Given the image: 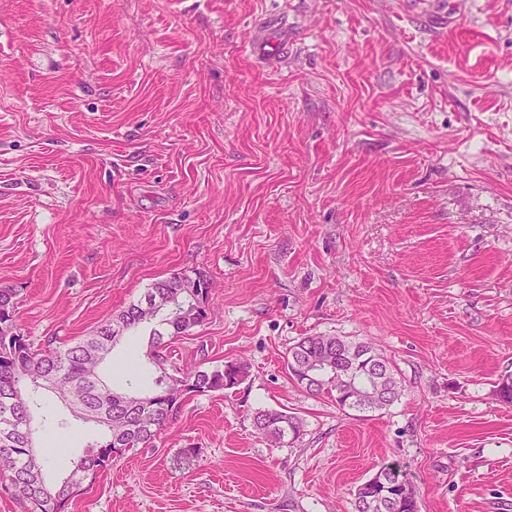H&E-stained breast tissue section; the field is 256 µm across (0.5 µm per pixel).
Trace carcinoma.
Masks as SVG:
<instances>
[{"instance_id":"cac0c4a2","label":"carcinoma","mask_w":512,"mask_h":512,"mask_svg":"<svg viewBox=\"0 0 512 512\" xmlns=\"http://www.w3.org/2000/svg\"><path fill=\"white\" fill-rule=\"evenodd\" d=\"M195 288L179 287L177 278L154 282L143 298L121 311L112 321L101 325L82 340L55 345L49 340L34 345L14 318L12 291L0 288V480L12 486L14 498L26 506L25 512H66L69 501L93 480L99 471L116 458L139 446L153 442L163 433L169 420L183 402L169 395V370L182 376L188 393L223 392L241 384L250 373L247 363L229 360L213 368L188 370L161 358V350L172 340L186 335L208 317L209 282L203 273L194 280ZM161 303L147 318L142 309ZM150 325L148 359L155 365L152 389L142 394L136 390L112 389L102 378L92 381L86 371L99 366L120 341L121 333ZM317 367L306 390L326 394L342 409L355 412L382 410L402 395V386L390 362L368 342H352L342 336H305L286 355V367L293 380L300 383L307 369ZM354 373L359 386L381 388L373 403L364 404L336 383V367ZM56 378L68 387L84 409L85 419L104 427L106 436L78 459H63L66 475L80 480L73 486L61 480L56 486L44 479L45 458L31 463L33 432L25 423L33 419L34 395L42 381ZM255 430L279 443L286 437L300 436V417L278 410H260L253 416ZM354 512H418L413 486L396 466H384L375 476L359 485L354 494Z\"/></svg>"}]
</instances>
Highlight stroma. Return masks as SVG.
I'll return each instance as SVG.
<instances>
[{"instance_id": "35a3bbf8", "label": "stroma", "mask_w": 512, "mask_h": 512, "mask_svg": "<svg viewBox=\"0 0 512 512\" xmlns=\"http://www.w3.org/2000/svg\"><path fill=\"white\" fill-rule=\"evenodd\" d=\"M209 315L169 346L250 373L190 397L68 512H354L386 463L419 512H512V0H0V287L36 344L159 279ZM365 340L402 397L291 380L302 337ZM144 334L101 374L152 386ZM299 416L270 447L259 410ZM54 458L99 427L45 394ZM195 449L192 457L184 449Z\"/></svg>"}]
</instances>
